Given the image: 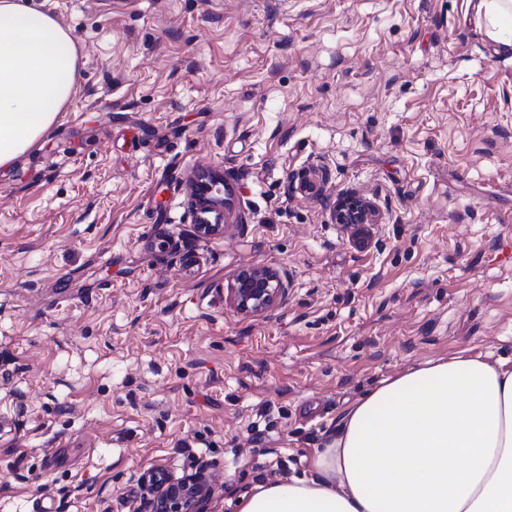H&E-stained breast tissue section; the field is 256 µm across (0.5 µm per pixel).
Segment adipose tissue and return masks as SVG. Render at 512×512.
Returning <instances> with one entry per match:
<instances>
[{
    "label": "adipose tissue",
    "instance_id": "obj_1",
    "mask_svg": "<svg viewBox=\"0 0 512 512\" xmlns=\"http://www.w3.org/2000/svg\"><path fill=\"white\" fill-rule=\"evenodd\" d=\"M512 52V0H469ZM74 36L43 8L0 0V167L33 148L75 93ZM239 512H512V365L430 360L340 419L310 475L258 483Z\"/></svg>",
    "mask_w": 512,
    "mask_h": 512
}]
</instances>
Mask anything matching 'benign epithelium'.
Wrapping results in <instances>:
<instances>
[{
	"mask_svg": "<svg viewBox=\"0 0 512 512\" xmlns=\"http://www.w3.org/2000/svg\"><path fill=\"white\" fill-rule=\"evenodd\" d=\"M195 209L199 210L196 232L208 237L223 228L225 201L216 200L211 205H201L197 191H192ZM336 223L352 231L354 240L365 243L371 236L372 226L380 223L377 206L369 199L345 191L336 196L333 207ZM287 288L280 273L270 267H248L240 270L224 288L225 301L238 313L259 316L279 304ZM212 494L209 476L200 470L190 476L170 478L152 487L151 497L143 500L140 512H205V505Z\"/></svg>",
	"mask_w": 512,
	"mask_h": 512,
	"instance_id": "obj_1",
	"label": "benign epithelium"
}]
</instances>
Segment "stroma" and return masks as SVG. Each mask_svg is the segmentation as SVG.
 Instances as JSON below:
<instances>
[{"instance_id":"1","label":"stroma","mask_w":512,"mask_h":512,"mask_svg":"<svg viewBox=\"0 0 512 512\" xmlns=\"http://www.w3.org/2000/svg\"><path fill=\"white\" fill-rule=\"evenodd\" d=\"M29 2L79 63L0 169V512H128L200 468L237 512L381 380L512 359V54L468 0ZM202 171L227 187L204 239ZM342 191L382 213L365 248ZM247 266L287 285L259 317L224 300ZM192 199L194 200L195 210H199V221L195 224L196 232L200 237H208L220 232L223 228V210L225 206L224 198L222 200H214L212 205L202 206L192 184Z\"/></svg>"}]
</instances>
